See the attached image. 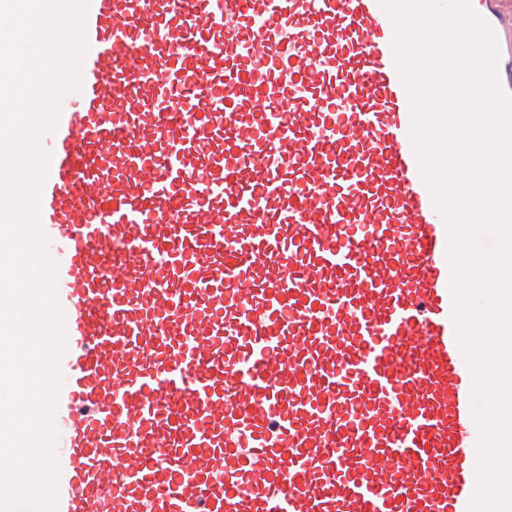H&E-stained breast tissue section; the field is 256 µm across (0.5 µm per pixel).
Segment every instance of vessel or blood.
Here are the masks:
<instances>
[{"label":"vessel or blood","instance_id":"b4317fda","mask_svg":"<svg viewBox=\"0 0 512 512\" xmlns=\"http://www.w3.org/2000/svg\"><path fill=\"white\" fill-rule=\"evenodd\" d=\"M512 94V0H471ZM40 139L58 512H467L473 375L380 0H89Z\"/></svg>","mask_w":512,"mask_h":512}]
</instances>
